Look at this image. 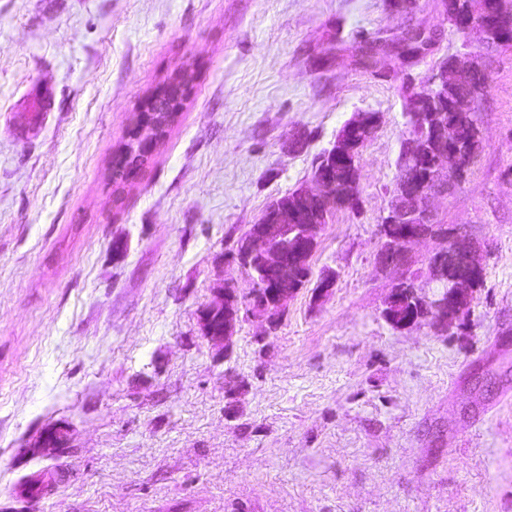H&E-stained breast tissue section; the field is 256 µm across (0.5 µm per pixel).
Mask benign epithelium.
<instances>
[{"label": "benign epithelium", "mask_w": 512, "mask_h": 512, "mask_svg": "<svg viewBox=\"0 0 512 512\" xmlns=\"http://www.w3.org/2000/svg\"><path fill=\"white\" fill-rule=\"evenodd\" d=\"M455 24L464 36H475L487 46L512 44V7L504 0H474V5L460 15ZM400 55L411 65L433 47V36L424 29H409L398 38ZM486 68L472 57L453 55L451 64L438 67L427 76V90L412 96L407 111L414 112L427 137L423 144H410L403 163V176L396 180L391 202L379 221L382 246L377 264L381 269H395L399 280L392 287L384 309L386 320L396 329H405L422 319L440 326L465 312L481 272L472 239L455 227L437 224L435 202L456 192L464 184L468 164L456 147L457 127L439 122L435 112H475L483 93L479 83L461 94V79L485 74ZM363 124L347 122L336 135L332 148L319 155L310 183L301 184L281 199L272 202L259 221L249 226L236 244V259L244 270H257L254 288L246 300L232 281L214 291L213 299L201 311L202 334L213 344L229 348L240 312L276 326L270 314L288 306L300 282L308 278L309 260L320 233L333 214L336 194L345 197V207L357 208L354 188L358 183L357 157L362 144ZM403 225L393 234L391 225ZM436 238L445 247L427 258V287L417 292L419 270H412L411 247Z\"/></svg>", "instance_id": "obj_1"}]
</instances>
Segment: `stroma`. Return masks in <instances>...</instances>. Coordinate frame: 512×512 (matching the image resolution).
Returning <instances> with one entry per match:
<instances>
[{
	"instance_id": "obj_1",
	"label": "stroma",
	"mask_w": 512,
	"mask_h": 512,
	"mask_svg": "<svg viewBox=\"0 0 512 512\" xmlns=\"http://www.w3.org/2000/svg\"><path fill=\"white\" fill-rule=\"evenodd\" d=\"M394 3L0 0V512H512V46L465 41L445 0ZM406 28L435 35L410 66ZM456 53L488 67L485 140L438 219L479 243L483 285L452 327L396 329L376 262L405 98ZM183 67L174 124L115 189ZM360 112V211L326 224L276 329L242 318L223 355L199 312L247 290L238 238ZM51 427L65 443L38 447ZM127 148L125 157L120 150L116 152L112 159V174L111 180L112 184L119 188V186L123 183L124 179L127 176V173L134 167L139 166L141 163L139 162V155H136L133 151V146L130 141L124 144Z\"/></svg>"
}]
</instances>
